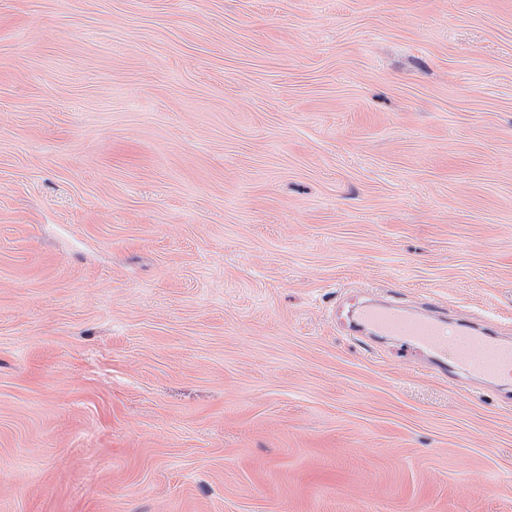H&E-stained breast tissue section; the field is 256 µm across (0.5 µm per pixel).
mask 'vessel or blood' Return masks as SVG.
Returning <instances> with one entry per match:
<instances>
[{
  "label": "vessel or blood",
  "instance_id": "obj_1",
  "mask_svg": "<svg viewBox=\"0 0 512 512\" xmlns=\"http://www.w3.org/2000/svg\"><path fill=\"white\" fill-rule=\"evenodd\" d=\"M360 320L378 332L414 342L435 355L452 353L457 368L466 375L499 377L512 369V345L500 342L484 327H448L447 323L396 313L389 308L368 307Z\"/></svg>",
  "mask_w": 512,
  "mask_h": 512
}]
</instances>
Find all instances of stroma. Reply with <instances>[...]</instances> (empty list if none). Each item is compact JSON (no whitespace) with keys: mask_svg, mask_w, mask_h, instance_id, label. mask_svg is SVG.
Returning a JSON list of instances; mask_svg holds the SVG:
<instances>
[{"mask_svg":"<svg viewBox=\"0 0 512 512\" xmlns=\"http://www.w3.org/2000/svg\"><path fill=\"white\" fill-rule=\"evenodd\" d=\"M512 0H0V512H512ZM359 317L364 325L414 342L435 356L446 353L449 343L455 365L463 374L497 378L503 369H512L511 343L498 341L485 327L448 328L446 322L398 314L389 308L367 307Z\"/></svg>","mask_w":512,"mask_h":512,"instance_id":"1","label":"stroma"}]
</instances>
